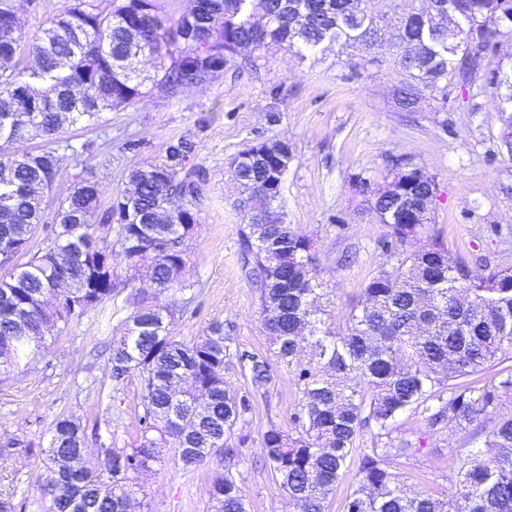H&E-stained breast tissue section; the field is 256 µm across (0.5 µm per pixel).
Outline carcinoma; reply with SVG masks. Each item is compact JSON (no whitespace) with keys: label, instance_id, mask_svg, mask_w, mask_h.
<instances>
[{"label":"carcinoma","instance_id":"cac0c4a2","mask_svg":"<svg viewBox=\"0 0 512 512\" xmlns=\"http://www.w3.org/2000/svg\"><path fill=\"white\" fill-rule=\"evenodd\" d=\"M166 25L160 0H73L24 41L13 0H0V140L17 148L0 155V366L37 355L44 327L63 332L109 296L126 293V321L145 326L112 341L113 387L140 379L138 435L130 448L99 442L107 461L73 476L58 470L87 451L85 427L59 416L51 428L47 464L53 479L42 489L47 512H129L139 479L162 450L183 468L213 459V512H249L224 473V435L250 411L249 400L224 381L233 338L214 325L190 341L172 335L175 308L168 295L186 287L188 241L197 224L203 176L183 162L195 152L171 142L164 159L127 173L129 189L111 193L91 178L52 197L67 165L89 145L60 144L63 124L99 127L103 115L152 94L174 97L210 82L231 67L258 70L278 52L303 60L324 44L370 52L381 38L397 49L402 80L394 97L403 112L427 95L448 111V100L479 84L491 89L500 111L512 115V70L492 64L502 27L512 22V0H427L426 10L398 12L393 0H193ZM479 34L476 55L463 57L448 30ZM39 139L37 151L24 147ZM250 162L229 161L238 183L275 199L292 147L274 134L249 145ZM398 210L393 195L368 198L385 225L395 263L376 271L361 302L338 320L316 269L310 239L293 224H257L247 199L236 201L247 221L241 232L248 279L259 294L263 355L246 352L256 391L266 393L288 375L299 394L288 428L270 427L262 454L279 487L299 512H325L336 486L355 466L344 512H512V265L484 266L480 274L452 255L431 224L421 223L435 177L405 157ZM55 203L46 220L49 202ZM46 236L38 246V229ZM151 269L155 301L143 304L140 269ZM66 287H57L56 270ZM498 368L486 381L474 376ZM429 427L473 430L471 448L450 477L453 497L415 492L388 462L415 455L411 440L395 435L407 414ZM370 434L377 447L356 446ZM32 445L0 441V456L29 455Z\"/></svg>","mask_w":512,"mask_h":512}]
</instances>
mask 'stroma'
<instances>
[{
    "label": "stroma",
    "instance_id": "stroma-1",
    "mask_svg": "<svg viewBox=\"0 0 512 512\" xmlns=\"http://www.w3.org/2000/svg\"><path fill=\"white\" fill-rule=\"evenodd\" d=\"M396 50L382 44L365 58L353 49H328L301 61L278 54L258 72L228 70L210 84L174 99L146 98L106 113L105 125L83 132L64 128L61 140L90 144L79 165L69 166L56 186L71 187L74 175L97 180L104 192L123 185L127 170L159 161L169 141L195 143L193 164L205 180L198 223L189 241L185 277L188 289L175 292L178 306L172 329L189 340L214 325L233 326L239 350L266 349L257 294L240 260L242 217L234 202L242 195L228 162L245 145L280 134L290 141L293 158L281 203L289 223L312 242V253L331 293L334 316L357 304L362 286L393 258L382 243L388 229L365 209L362 181L387 182L388 158L403 155L438 183L432 215L453 252L472 270L487 264H512V157L499 149L504 129L492 91L449 104L439 112L422 99L414 112L395 108L392 89L400 76ZM279 95H272V88ZM279 120L269 123V107ZM138 140L136 150L121 152L114 141ZM128 315L124 295L73 322L59 338L47 339L41 354L21 365L0 368V439L15 438L47 446L55 418L66 415L99 425L102 440L129 447L137 436L135 409L139 379L124 390L112 389L108 358L114 337ZM224 378L251 411L226 447L237 449L229 473L249 503L250 512H295L261 451L270 427H284L298 399L288 377L267 395H256L237 361L224 365ZM399 435L418 449L415 456L392 461L391 468L415 491L451 497L448 475L458 465L448 447L469 449L470 434L430 429L423 417H403ZM217 468L210 462L183 469L172 451H163L140 479L135 512H211L209 488ZM49 476L40 457H0V497L9 496L22 512H45L47 498L37 485Z\"/></svg>",
    "mask_w": 512,
    "mask_h": 512
}]
</instances>
